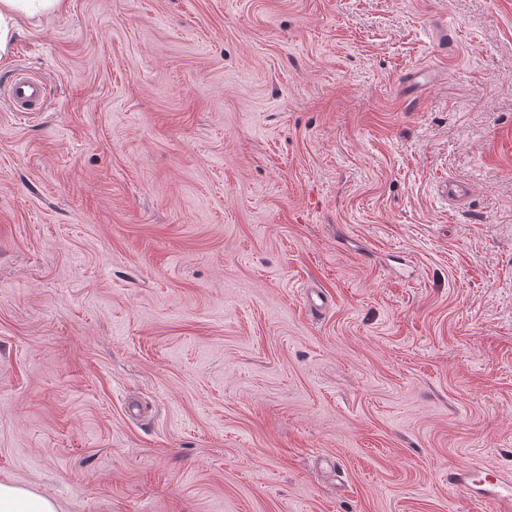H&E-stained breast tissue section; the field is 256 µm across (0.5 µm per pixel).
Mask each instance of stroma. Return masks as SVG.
Returning <instances> with one entry per match:
<instances>
[{"label": "stroma", "mask_w": 512, "mask_h": 512, "mask_svg": "<svg viewBox=\"0 0 512 512\" xmlns=\"http://www.w3.org/2000/svg\"><path fill=\"white\" fill-rule=\"evenodd\" d=\"M19 27L0 94L45 100L0 102V480L60 512H490L448 474L512 476V0ZM43 96L42 83L24 76L16 77L8 90L10 108L18 118H27L38 112Z\"/></svg>", "instance_id": "obj_1"}]
</instances>
